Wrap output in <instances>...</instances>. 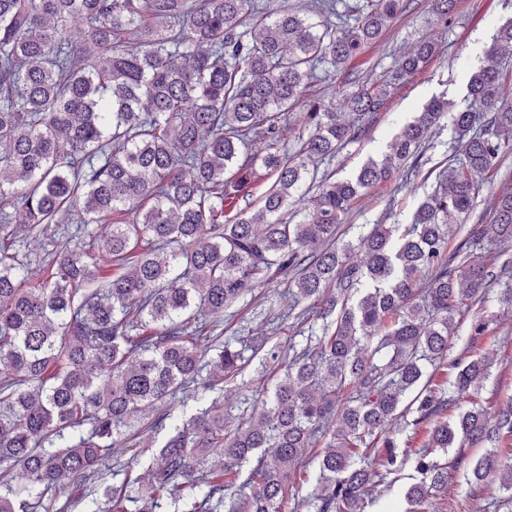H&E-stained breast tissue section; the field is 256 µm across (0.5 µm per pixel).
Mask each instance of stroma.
<instances>
[{"label":"stroma","instance_id":"35a3bbf8","mask_svg":"<svg viewBox=\"0 0 512 512\" xmlns=\"http://www.w3.org/2000/svg\"><path fill=\"white\" fill-rule=\"evenodd\" d=\"M510 19L512 0H460L455 18L449 23L432 11L429 0H412L397 23L351 62L347 75H321L308 91V98L339 102L345 92L371 86L421 39H438L441 52L391 94L386 109L359 141L320 164V172L341 180L352 176L368 160L380 158L386 142L398 128L411 121L432 99L442 97L453 101L456 108H463L470 72L483 61L499 26ZM452 136L450 121L442 120L440 129L433 131L424 145L425 164L411 175L400 176L362 196L339 230L340 241H357L360 234L376 224L410 223L418 204L435 188L437 174L448 163ZM73 230V225L60 224L52 238L22 247L19 257L28 263L32 281L46 277L51 252ZM287 288L288 278L284 275L259 285L225 314L219 327L233 346L247 343L258 347L241 374L224 383V414L230 420L247 418L258 407L262 393L257 373L268 350L300 347L306 344L308 336L320 333L311 321L286 317L282 294ZM487 348L492 357L490 376L478 400L487 406H499L512 398V332L495 331ZM501 498L497 479H490L480 491L474 492L462 475H448V500L462 503L465 512H471L476 505L488 507L489 512H512V503L502 504Z\"/></svg>","mask_w":512,"mask_h":512}]
</instances>
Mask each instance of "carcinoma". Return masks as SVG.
<instances>
[{
    "instance_id": "obj_1",
    "label": "carcinoma",
    "mask_w": 512,
    "mask_h": 512,
    "mask_svg": "<svg viewBox=\"0 0 512 512\" xmlns=\"http://www.w3.org/2000/svg\"><path fill=\"white\" fill-rule=\"evenodd\" d=\"M314 2L301 16L260 0H0V512H71L62 481L92 512H161L164 500L171 512H282L296 465L321 441L309 512H365L375 484L408 465L406 512L444 496L450 469L473 488L494 474L512 499V403L448 420L458 394L489 376L477 352L493 332L484 296L512 267V191L489 199L493 223L472 219L485 183L508 176L512 20L471 72L464 109L432 99L381 159L336 181L315 165L362 127L306 92L320 67L342 73L378 42L407 0L348 3L352 24L335 22L340 0ZM430 2L446 21L459 0ZM439 51L420 40L381 84L344 100L375 120ZM296 107L314 132L290 154ZM446 116L456 145L411 223L337 245L357 199L415 171ZM258 168L274 178L262 222L237 208ZM452 213L465 220L454 230ZM64 223L77 224L76 242L29 284L6 226L40 236ZM478 248L492 259H474ZM288 271V314L316 316L322 335L288 347L261 407L229 425L210 394L249 359L213 330ZM466 314L467 346L452 356ZM439 369L446 387L433 382ZM190 386L209 404L180 423L169 405ZM150 408L166 439L132 449L147 470L108 486L112 448ZM401 412L427 431L422 447L401 450L389 434ZM475 445L484 453L472 459ZM213 447L223 457L211 464ZM248 464L241 483L226 479Z\"/></svg>"
}]
</instances>
